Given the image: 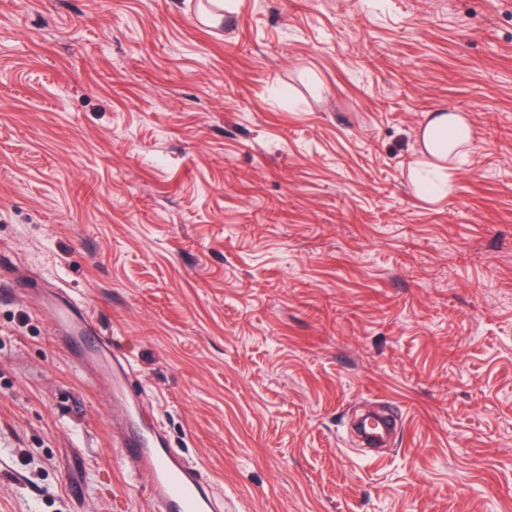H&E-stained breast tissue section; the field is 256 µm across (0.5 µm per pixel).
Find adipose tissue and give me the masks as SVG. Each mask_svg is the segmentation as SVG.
Returning <instances> with one entry per match:
<instances>
[{
  "instance_id": "ef3b65f1",
  "label": "adipose tissue",
  "mask_w": 512,
  "mask_h": 512,
  "mask_svg": "<svg viewBox=\"0 0 512 512\" xmlns=\"http://www.w3.org/2000/svg\"><path fill=\"white\" fill-rule=\"evenodd\" d=\"M474 139L472 127L451 113L432 118L422 133V158L414 169L418 195L432 201L448 194L452 187L451 162L469 155Z\"/></svg>"
}]
</instances>
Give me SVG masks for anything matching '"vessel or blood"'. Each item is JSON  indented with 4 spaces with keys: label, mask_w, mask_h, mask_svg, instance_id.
I'll use <instances>...</instances> for the list:
<instances>
[{
    "label": "vessel or blood",
    "mask_w": 512,
    "mask_h": 512,
    "mask_svg": "<svg viewBox=\"0 0 512 512\" xmlns=\"http://www.w3.org/2000/svg\"><path fill=\"white\" fill-rule=\"evenodd\" d=\"M73 307L70 301L52 302L46 304L45 310L61 329L63 341L72 348L77 368L100 382L104 397L120 391L125 394L128 406H135L138 396L130 382L131 361L113 358L111 337H91L89 313H82L78 321H71L67 312ZM113 430L123 458L136 474L148 476L150 480L153 512H218V500L200 468L168 448L161 433H145L130 418L117 420Z\"/></svg>",
    "instance_id": "1"
}]
</instances>
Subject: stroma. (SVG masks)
<instances>
[{"instance_id": "stroma-1", "label": "stroma", "mask_w": 512, "mask_h": 512, "mask_svg": "<svg viewBox=\"0 0 512 512\" xmlns=\"http://www.w3.org/2000/svg\"><path fill=\"white\" fill-rule=\"evenodd\" d=\"M209 7L0 0V512H150L63 291L224 512H512V0ZM474 139L472 127L457 115L442 112L422 133V160L414 168L418 195L432 201L448 195L452 187L451 162L468 156Z\"/></svg>"}]
</instances>
